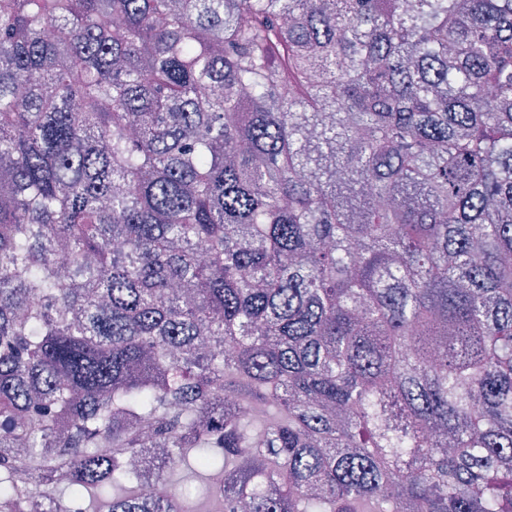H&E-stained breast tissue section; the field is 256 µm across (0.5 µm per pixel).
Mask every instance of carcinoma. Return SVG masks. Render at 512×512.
Returning <instances> with one entry per match:
<instances>
[{
  "label": "carcinoma",
  "instance_id": "obj_1",
  "mask_svg": "<svg viewBox=\"0 0 512 512\" xmlns=\"http://www.w3.org/2000/svg\"><path fill=\"white\" fill-rule=\"evenodd\" d=\"M0 173V512H512V0H0Z\"/></svg>",
  "mask_w": 512,
  "mask_h": 512
}]
</instances>
